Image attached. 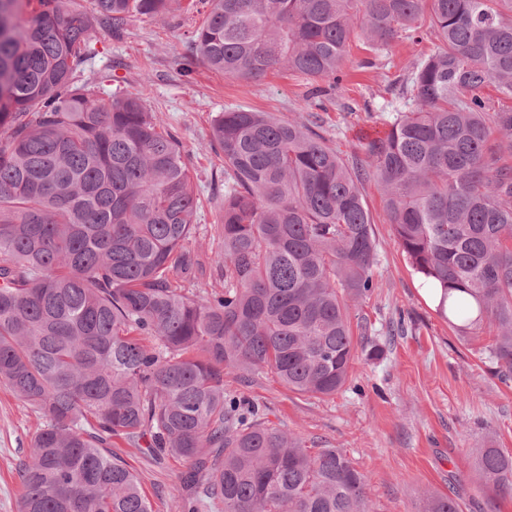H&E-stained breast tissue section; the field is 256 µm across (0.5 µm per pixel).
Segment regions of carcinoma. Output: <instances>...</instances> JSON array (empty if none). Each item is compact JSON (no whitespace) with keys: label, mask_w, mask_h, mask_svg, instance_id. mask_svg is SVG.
Listing matches in <instances>:
<instances>
[{"label":"carcinoma","mask_w":512,"mask_h":512,"mask_svg":"<svg viewBox=\"0 0 512 512\" xmlns=\"http://www.w3.org/2000/svg\"><path fill=\"white\" fill-rule=\"evenodd\" d=\"M205 2L192 44L228 78L336 81L354 38L415 43L422 20L435 43L402 85L409 110L354 164L311 123L219 113L224 289L209 293L189 154L142 95L82 76L94 29L119 38L182 0H0V382L43 421L20 512H152L104 452L114 438L186 465L179 512H364L354 463L267 425L224 372L313 397L346 384L349 303L375 287L366 175L439 312L465 337L492 322L489 358L512 377V0ZM472 467L490 502L512 498V453L479 448ZM424 512L461 510L435 494Z\"/></svg>","instance_id":"obj_1"}]
</instances>
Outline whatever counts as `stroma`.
Instances as JSON below:
<instances>
[{"label": "stroma", "mask_w": 512, "mask_h": 512, "mask_svg": "<svg viewBox=\"0 0 512 512\" xmlns=\"http://www.w3.org/2000/svg\"><path fill=\"white\" fill-rule=\"evenodd\" d=\"M208 9L196 0L173 18L135 17L118 39L95 31L99 52L84 74L109 73L117 87L143 93L191 155L201 198L192 242L202 263L196 284L219 292L224 270L214 258L224 240L214 227L224 213V161L209 148L214 117L234 109L285 120L312 116L319 133L343 157H353L363 137L384 131L403 110L399 84L432 44L425 35L416 43L400 37L374 52L353 42L336 84L289 71L243 81L208 69L196 56L190 33ZM318 86L326 108L313 113L305 98ZM363 194L375 219L376 286L351 304L350 318L354 338L380 347L381 356L356 352L349 382L324 399L295 393L268 371L247 385L228 374L224 385L264 405L270 423L296 433L308 448L343 451L370 480L368 512H423L427 495L454 492L462 496V512H512L511 499L487 503L471 469L475 449L512 452V380H501L488 357L493 333L485 326L477 335L460 336L425 302L421 277L391 232L374 179H365ZM39 424L34 411L0 383V512H19L18 466ZM111 452L137 475L153 512H177L182 462L156 459L119 439Z\"/></svg>", "instance_id": "stroma-1"}]
</instances>
